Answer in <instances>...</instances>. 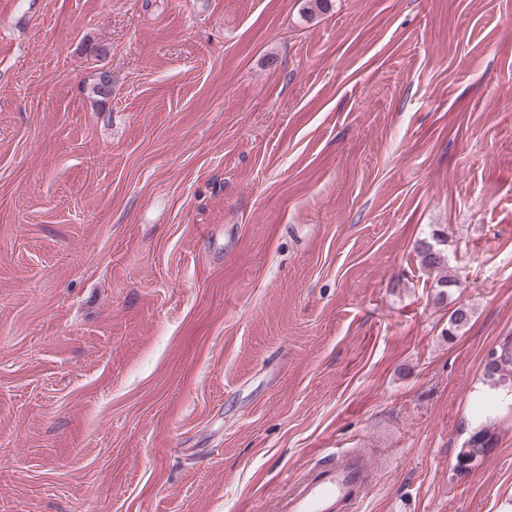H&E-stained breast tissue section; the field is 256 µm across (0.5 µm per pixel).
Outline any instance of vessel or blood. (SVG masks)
<instances>
[{
    "label": "vessel or blood",
    "mask_w": 512,
    "mask_h": 512,
    "mask_svg": "<svg viewBox=\"0 0 512 512\" xmlns=\"http://www.w3.org/2000/svg\"><path fill=\"white\" fill-rule=\"evenodd\" d=\"M370 474L364 455L347 452L315 475L297 479L280 512H358Z\"/></svg>",
    "instance_id": "obj_1"
}]
</instances>
